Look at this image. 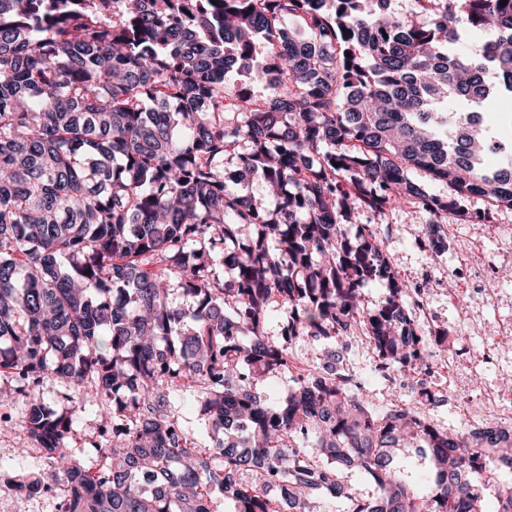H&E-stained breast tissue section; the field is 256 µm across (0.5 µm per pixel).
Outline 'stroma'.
I'll return each mask as SVG.
<instances>
[{
	"instance_id": "1",
	"label": "stroma",
	"mask_w": 512,
	"mask_h": 512,
	"mask_svg": "<svg viewBox=\"0 0 512 512\" xmlns=\"http://www.w3.org/2000/svg\"><path fill=\"white\" fill-rule=\"evenodd\" d=\"M491 212V218L481 224L466 220L459 221L455 235L459 241L473 242L480 246L486 256L498 255L503 247L499 227L512 225V209L499 208ZM429 213L410 205H396L382 214L357 212L346 225L348 236H355L363 225L388 226V245L401 259V273L404 278L426 285L429 318L421 322L420 334L425 348L441 353L442 347L435 340L436 330L442 329L449 336L458 338L460 345L478 349L482 339L493 335L497 325L512 315V302L500 306L481 308L480 317L471 329H464L461 323V307H472V300H465L463 306L448 301V276L457 264L455 253L432 252L421 246L420 236L425 224L431 223ZM352 375L363 384L373 405L381 408L394 403H418V393L427 388L437 391L439 400L426 406L428 421L439 431L451 428H465L466 422L454 410L456 400L470 390L468 380H460L450 388L436 377L413 373L406 368L394 367L381 370L375 355L369 353L364 342L358 338L337 342ZM170 410L188 430L198 447H209L212 442L211 426L201 416L194 398L189 391H178L170 396ZM76 443L89 448L95 445H109L112 442V417L91 407L76 423ZM46 461L43 454L32 446L21 422L0 430V482L13 479L19 473H44Z\"/></svg>"
}]
</instances>
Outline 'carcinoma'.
<instances>
[{"mask_svg":"<svg viewBox=\"0 0 512 512\" xmlns=\"http://www.w3.org/2000/svg\"><path fill=\"white\" fill-rule=\"evenodd\" d=\"M415 3L422 21L389 0H0V410L22 402L69 491L57 512H322L336 496L348 512H485L512 470L493 426L378 410L332 349L286 401L254 392L293 359L264 333L274 303L292 338L360 336L388 368L430 357L409 306L421 288L380 230L345 236L356 212L416 204L434 248L461 202L512 208V110L497 109L512 0ZM242 76L268 95L236 90ZM230 156L236 180L277 188L274 209L228 189ZM372 281L388 295L371 311ZM47 375L116 404L88 463L71 452L86 401L51 409ZM186 384L209 448L167 409L163 389ZM352 469L374 496L351 492ZM43 481L15 477L27 493Z\"/></svg>","mask_w":512,"mask_h":512,"instance_id":"1","label":"carcinoma"}]
</instances>
